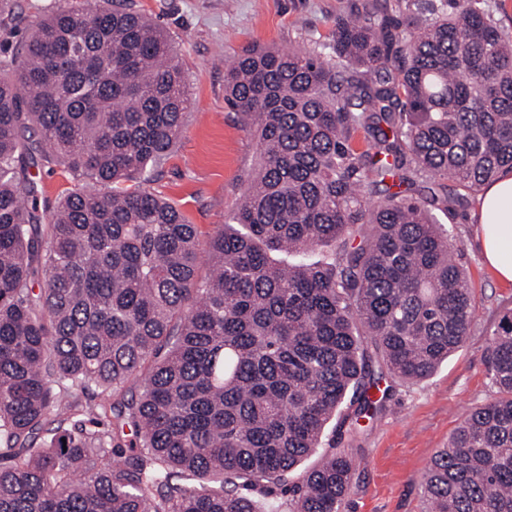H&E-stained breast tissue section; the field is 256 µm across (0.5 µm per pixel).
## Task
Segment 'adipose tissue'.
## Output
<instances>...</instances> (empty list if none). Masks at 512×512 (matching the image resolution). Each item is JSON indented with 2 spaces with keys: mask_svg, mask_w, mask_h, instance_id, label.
I'll list each match as a JSON object with an SVG mask.
<instances>
[{
  "mask_svg": "<svg viewBox=\"0 0 512 512\" xmlns=\"http://www.w3.org/2000/svg\"><path fill=\"white\" fill-rule=\"evenodd\" d=\"M478 222L489 267L499 279L512 282V177L486 187Z\"/></svg>",
  "mask_w": 512,
  "mask_h": 512,
  "instance_id": "obj_1",
  "label": "adipose tissue"
}]
</instances>
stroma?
I'll use <instances>...</instances> for the list:
<instances>
[{
  "mask_svg": "<svg viewBox=\"0 0 512 512\" xmlns=\"http://www.w3.org/2000/svg\"><path fill=\"white\" fill-rule=\"evenodd\" d=\"M164 28L185 78L189 106L183 129L149 186L173 201L195 224L201 242L222 228L239 205L257 165L255 140L224 102V72L246 46L309 50L331 40L348 0H126ZM32 176L37 205L48 216L74 186L57 165L38 164ZM479 200L448 217L472 286L474 326L464 345L428 378L379 384L386 409L360 422L340 447L352 459V488L343 512H428L419 483L436 452L472 409L492 401L496 389L486 355L490 332L512 310V283L485 265L477 234Z\"/></svg>",
  "mask_w": 512,
  "mask_h": 512,
  "instance_id": "1",
  "label": "stroma"
}]
</instances>
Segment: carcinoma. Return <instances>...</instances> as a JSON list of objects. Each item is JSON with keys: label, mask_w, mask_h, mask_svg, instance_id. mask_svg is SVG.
<instances>
[{"label": "carcinoma", "mask_w": 512, "mask_h": 512, "mask_svg": "<svg viewBox=\"0 0 512 512\" xmlns=\"http://www.w3.org/2000/svg\"><path fill=\"white\" fill-rule=\"evenodd\" d=\"M0 0V512H342L331 421L431 376L474 299L448 214L512 173V39L484 0H349L332 43L251 45L224 101L259 147L209 242L148 189L188 107L163 28L128 7L25 29ZM78 187L43 234L31 168ZM450 181L453 188L444 182ZM439 184L431 205L414 197ZM112 186L109 193L98 186ZM499 397L420 482L428 512H512V317Z\"/></svg>", "instance_id": "1"}]
</instances>
